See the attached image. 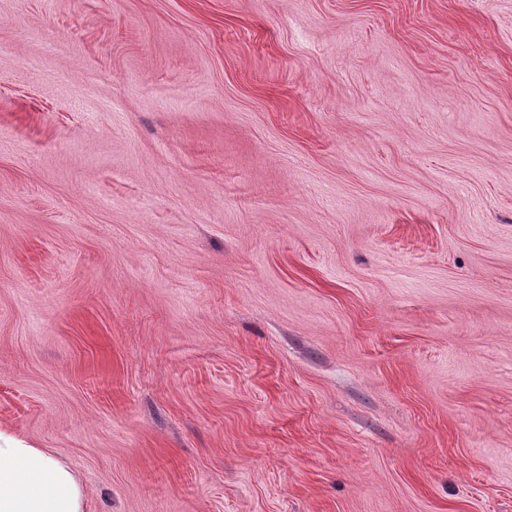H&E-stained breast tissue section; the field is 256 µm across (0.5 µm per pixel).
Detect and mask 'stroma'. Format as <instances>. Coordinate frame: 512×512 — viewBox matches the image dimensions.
I'll use <instances>...</instances> for the list:
<instances>
[{"instance_id":"obj_1","label":"stroma","mask_w":512,"mask_h":512,"mask_svg":"<svg viewBox=\"0 0 512 512\" xmlns=\"http://www.w3.org/2000/svg\"><path fill=\"white\" fill-rule=\"evenodd\" d=\"M0 428L87 512H512V0H0Z\"/></svg>"}]
</instances>
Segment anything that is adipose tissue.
Listing matches in <instances>:
<instances>
[{"label": "adipose tissue", "instance_id": "ef3b65f1", "mask_svg": "<svg viewBox=\"0 0 512 512\" xmlns=\"http://www.w3.org/2000/svg\"><path fill=\"white\" fill-rule=\"evenodd\" d=\"M0 512H86L85 488L52 449L0 430Z\"/></svg>", "mask_w": 512, "mask_h": 512}]
</instances>
